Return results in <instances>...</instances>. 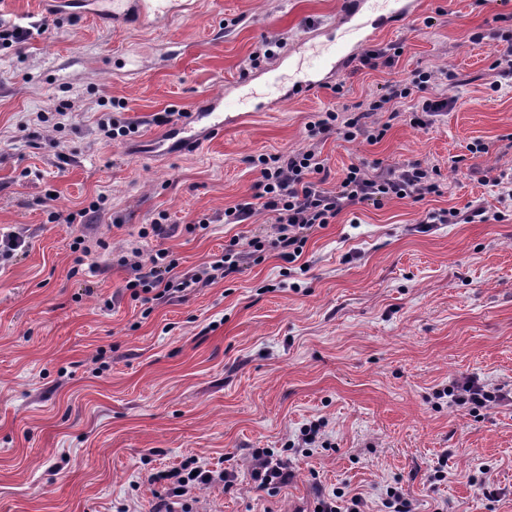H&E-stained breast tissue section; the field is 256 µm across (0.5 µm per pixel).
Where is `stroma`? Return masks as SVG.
Here are the masks:
<instances>
[{
    "label": "stroma",
    "instance_id": "stroma-1",
    "mask_svg": "<svg viewBox=\"0 0 512 512\" xmlns=\"http://www.w3.org/2000/svg\"><path fill=\"white\" fill-rule=\"evenodd\" d=\"M418 2L375 38L405 43L392 71L350 62L292 96L289 59L333 48L346 0H199L120 31L42 0H0L1 19L49 25L0 47V238L27 242L0 263V512H153L165 495L156 474L194 460L239 474L233 488L193 491L191 506L208 512H313L320 488L339 491L344 510L357 494L363 512H389L398 489L415 512H512V403L475 411L440 395L468 376L512 388V197L490 182L512 170V81L491 90V44L471 39L512 15V0ZM268 39L281 40L276 55L254 58ZM419 68L457 76L456 105L431 125L401 113L374 145L310 135L335 86L355 104ZM211 94L241 121L198 151L152 153L167 132L155 114ZM111 100L139 131L108 145L97 120ZM65 103L73 119L30 139L27 115ZM477 140L489 152L470 154ZM312 146L328 160L327 187L362 159L418 161L439 168L442 193L341 215L297 267L270 252L150 310L130 299L141 226L167 215L175 229L160 245L184 270L247 249L266 214L228 224L224 210L255 192L250 157ZM95 200L84 227L95 247L76 273L74 237L48 216ZM471 201L492 221L420 229L427 212ZM317 418L328 447L287 452ZM258 448L287 453V485L250 482Z\"/></svg>",
    "mask_w": 512,
    "mask_h": 512
}]
</instances>
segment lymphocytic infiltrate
Segmentation results:
<instances>
[{"label":"lymphocytic infiltrate","instance_id":"obj_1","mask_svg":"<svg viewBox=\"0 0 512 512\" xmlns=\"http://www.w3.org/2000/svg\"><path fill=\"white\" fill-rule=\"evenodd\" d=\"M453 73L415 70L411 78L390 81L383 94L370 96L365 102L350 106L336 103L316 115L310 129L321 140L331 138L344 142L364 141L377 144L390 130L391 118L397 117L402 104H409L411 121L426 126L443 112L451 110L456 100L442 94L441 86L455 82ZM389 113L387 122L376 119L378 113ZM252 163L259 173L253 201L225 208L224 221L243 224L255 212L269 217L268 241L253 239L249 252L225 251L224 255L198 269L179 271L178 262L166 250L146 253L131 264V276L125 288L132 300L149 303L199 284L242 273L249 264L261 260L264 246L277 250L285 262L297 261L315 233L326 228L344 213L360 206L381 207L393 199L420 202L441 192L439 171L418 162L395 168H382L380 161H363L350 165L334 188H326L328 169L320 151L314 149L259 155ZM458 405L483 409L493 403L512 401V389L491 388L479 379L469 377L444 391ZM293 473L287 457L264 448L255 449L249 477L263 489H276L288 484ZM166 484V497L186 500L200 486L221 484L234 487L235 470H213L205 466H181L160 472Z\"/></svg>","mask_w":512,"mask_h":512}]
</instances>
